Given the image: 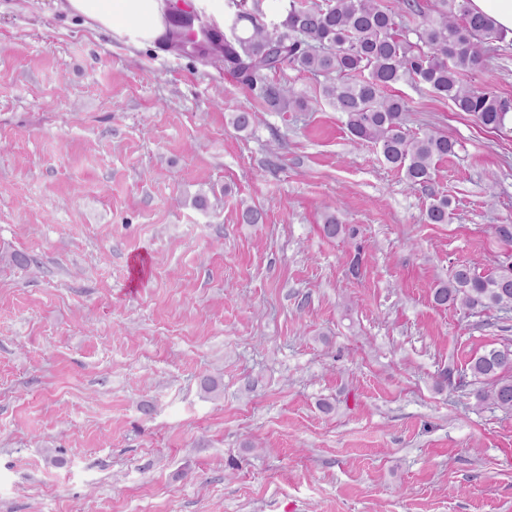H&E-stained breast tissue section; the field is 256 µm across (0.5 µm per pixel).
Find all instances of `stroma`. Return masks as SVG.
<instances>
[{
    "label": "stroma",
    "mask_w": 512,
    "mask_h": 512,
    "mask_svg": "<svg viewBox=\"0 0 512 512\" xmlns=\"http://www.w3.org/2000/svg\"><path fill=\"white\" fill-rule=\"evenodd\" d=\"M273 78L308 110L0 0V512H512V412L442 381L512 313L432 299L512 253V132L396 84L412 132L457 142L412 188L322 78ZM462 80L512 99V42ZM333 210L353 236L322 234ZM433 202L429 205L425 213V220L433 224H445L451 218L452 214L451 200L446 195H433Z\"/></svg>",
    "instance_id": "35a3bbf8"
}]
</instances>
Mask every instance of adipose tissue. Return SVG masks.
<instances>
[{"instance_id":"1","label":"adipose tissue","mask_w":512,"mask_h":512,"mask_svg":"<svg viewBox=\"0 0 512 512\" xmlns=\"http://www.w3.org/2000/svg\"><path fill=\"white\" fill-rule=\"evenodd\" d=\"M62 8L70 19L137 48L161 44L172 11L187 9L224 22V0H64Z\"/></svg>"}]
</instances>
